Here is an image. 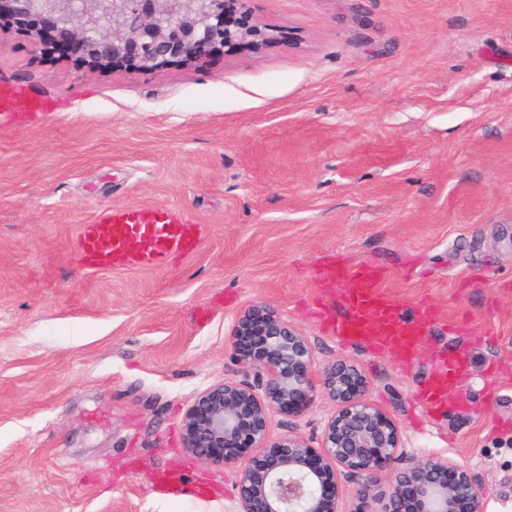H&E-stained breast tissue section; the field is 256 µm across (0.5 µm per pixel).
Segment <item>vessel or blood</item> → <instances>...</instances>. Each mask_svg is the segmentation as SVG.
I'll use <instances>...</instances> for the list:
<instances>
[{
    "mask_svg": "<svg viewBox=\"0 0 512 512\" xmlns=\"http://www.w3.org/2000/svg\"><path fill=\"white\" fill-rule=\"evenodd\" d=\"M200 244L197 225L171 210L152 206L106 211L94 223L83 225L78 237L82 258L97 271L155 268L170 256L195 254ZM387 281L384 270L340 259L320 267L317 300L327 305L334 297L343 299V312L323 314L331 335L345 343L388 350L404 367L422 355L428 327L438 325L442 317L430 306L419 307L412 315L404 314ZM465 377L464 353L443 358L417 393L425 414L436 416L460 404Z\"/></svg>",
    "mask_w": 512,
    "mask_h": 512,
    "instance_id": "obj_1",
    "label": "vessel or blood"
}]
</instances>
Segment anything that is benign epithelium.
Returning <instances> with one entry per match:
<instances>
[{
    "label": "benign epithelium",
    "instance_id": "obj_1",
    "mask_svg": "<svg viewBox=\"0 0 512 512\" xmlns=\"http://www.w3.org/2000/svg\"><path fill=\"white\" fill-rule=\"evenodd\" d=\"M247 0H0V21L40 38L50 24L59 42L88 64L123 63L151 72L169 60L197 63L237 43L264 45L273 35L240 20ZM233 353L253 380L225 381L198 393L182 439L203 463L239 464L240 512H482L483 489L470 470L447 458L416 457L398 422L367 398L355 364L320 365L307 336L273 306L258 301L237 317ZM323 397L333 411L318 446L298 433L269 442L276 413L299 416ZM254 450L259 457H247ZM394 472L388 494L374 493L383 466ZM356 485V507H341L342 486Z\"/></svg>",
    "mask_w": 512,
    "mask_h": 512
}]
</instances>
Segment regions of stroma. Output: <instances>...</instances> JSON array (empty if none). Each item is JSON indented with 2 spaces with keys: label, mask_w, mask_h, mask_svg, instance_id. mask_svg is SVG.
I'll return each mask as SVG.
<instances>
[{
  "label": "stroma",
  "mask_w": 512,
  "mask_h": 512,
  "mask_svg": "<svg viewBox=\"0 0 512 512\" xmlns=\"http://www.w3.org/2000/svg\"><path fill=\"white\" fill-rule=\"evenodd\" d=\"M267 47L151 73L41 60L0 29V512H238L236 468L182 445L186 408L243 380L230 332L253 302L308 336L319 362L367 375L368 399L415 456L469 468L483 512H512V0H249ZM32 99L47 111H29ZM161 205L202 226L195 255L93 271L82 225ZM388 271L399 305L457 319L463 409L415 400L437 362L400 370L339 344L316 314L319 266ZM332 405L275 415L318 439ZM209 495L160 497L158 471Z\"/></svg>",
  "instance_id": "obj_1"
}]
</instances>
